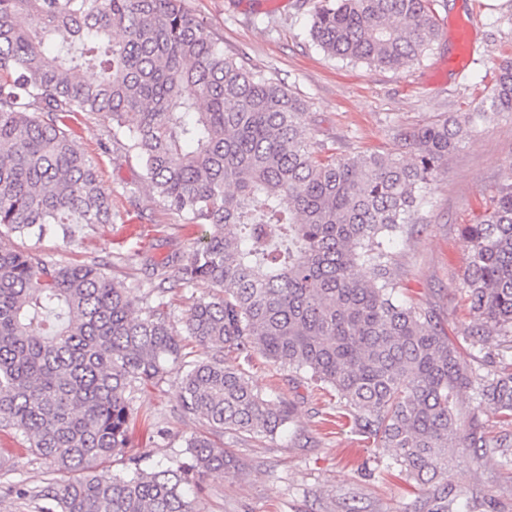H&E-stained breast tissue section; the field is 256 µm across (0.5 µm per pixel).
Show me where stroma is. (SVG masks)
<instances>
[{"mask_svg": "<svg viewBox=\"0 0 512 512\" xmlns=\"http://www.w3.org/2000/svg\"><path fill=\"white\" fill-rule=\"evenodd\" d=\"M185 8L224 42L226 55L284 81L307 104L312 141L339 156L360 152L404 154L398 131L438 116L471 112L494 84V67L512 56V0H437L440 36L409 68L351 65L325 55L309 36L312 0H183ZM473 23L472 63L460 73L443 61L454 50L456 19ZM77 147L99 165L112 192L116 217L110 224H75L70 233L51 228L42 237L19 239L53 262L107 265L133 296L154 286L150 272L168 254L188 251L192 230L161 199L141 186L143 170L123 142L110 138L104 118L79 113L68 121ZM512 175V115L476 123L474 133L428 185L416 221L393 237L396 295L432 311L462 347L474 376L512 362V338L482 347L467 334L473 320L462 305L470 246L461 227L483 213L498 184ZM243 369L267 398L294 405L286 430L273 436L225 434L235 467L202 478L190 499L195 512H417L421 485L401 474L390 454L380 453L359 431L330 388L305 373L274 366L253 354ZM136 423L130 453L167 464L186 439L204 433L201 421L181 412L177 375L130 396ZM462 430L479 425L489 437L512 436V422L471 394L458 403ZM48 465L22 437L0 427V512H39L40 502L19 498L17 489L44 486ZM461 512H512V473L497 457L462 451L448 477Z\"/></svg>", "mask_w": 512, "mask_h": 512, "instance_id": "obj_1", "label": "stroma"}]
</instances>
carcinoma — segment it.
Wrapping results in <instances>:
<instances>
[{
  "label": "carcinoma",
  "mask_w": 512,
  "mask_h": 512,
  "mask_svg": "<svg viewBox=\"0 0 512 512\" xmlns=\"http://www.w3.org/2000/svg\"><path fill=\"white\" fill-rule=\"evenodd\" d=\"M432 0H314L324 53L404 69L437 39ZM305 100L224 55L182 0H0V426L65 476L20 495L47 512H192L200 476L236 465L205 435L168 466L125 455L126 393L180 372L181 409L216 435L272 436L294 410L256 391L224 352L258 353L333 389L358 430L425 486L427 512H459L448 467L512 442L472 430L456 405L473 392L512 420V363L478 378L427 309L396 296L388 242L402 232L473 115L512 114V59L475 114L447 115L401 139L412 156L319 154ZM100 115L139 160L146 187L201 235L152 268L138 300L96 263L51 262L16 246L49 225L110 224L112 191L67 120ZM461 232L462 288L486 346L512 335V179ZM203 283L170 324L165 293ZM215 349L201 359L185 337ZM125 458L126 472L103 464Z\"/></svg>",
  "instance_id": "obj_1"
}]
</instances>
